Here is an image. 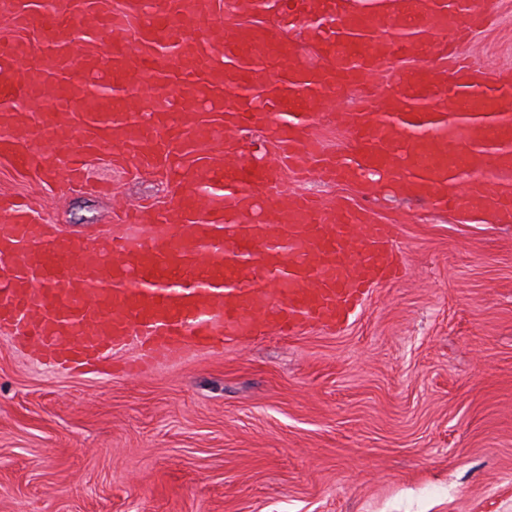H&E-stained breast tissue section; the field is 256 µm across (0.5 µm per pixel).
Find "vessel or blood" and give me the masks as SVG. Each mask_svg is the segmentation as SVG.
Instances as JSON below:
<instances>
[{"label": "vessel or blood", "mask_w": 512, "mask_h": 512, "mask_svg": "<svg viewBox=\"0 0 512 512\" xmlns=\"http://www.w3.org/2000/svg\"><path fill=\"white\" fill-rule=\"evenodd\" d=\"M493 20L482 0H0V158L75 190L103 155L175 190L94 240L1 193L0 334L67 373L141 375L348 325L405 271L379 189L512 219V73L457 51ZM289 174L363 179L361 201ZM287 183L288 187L290 186L295 190L321 195L326 198L342 197L352 203L360 201L359 187L356 184L331 187L318 182L297 183L289 178Z\"/></svg>", "instance_id": "obj_1"}]
</instances>
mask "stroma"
I'll use <instances>...</instances> for the list:
<instances>
[{
  "mask_svg": "<svg viewBox=\"0 0 512 512\" xmlns=\"http://www.w3.org/2000/svg\"><path fill=\"white\" fill-rule=\"evenodd\" d=\"M469 52L512 70V0ZM0 192L92 237L111 196L0 159ZM406 274L344 330L226 346L138 377L72 375L0 336V512H512V223L380 192Z\"/></svg>",
  "mask_w": 512,
  "mask_h": 512,
  "instance_id": "1",
  "label": "stroma"
}]
</instances>
